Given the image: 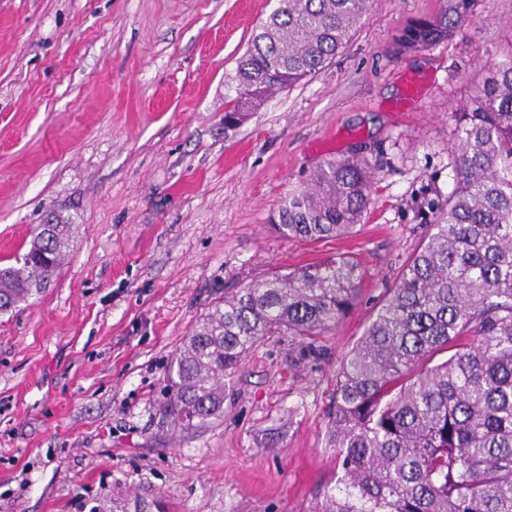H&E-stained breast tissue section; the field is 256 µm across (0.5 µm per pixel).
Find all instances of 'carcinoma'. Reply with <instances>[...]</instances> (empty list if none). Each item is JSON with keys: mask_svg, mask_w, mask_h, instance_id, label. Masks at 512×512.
Returning a JSON list of instances; mask_svg holds the SVG:
<instances>
[{"mask_svg": "<svg viewBox=\"0 0 512 512\" xmlns=\"http://www.w3.org/2000/svg\"><path fill=\"white\" fill-rule=\"evenodd\" d=\"M368 0H279L236 68V125L276 89L320 71L349 41ZM476 0H443L406 27L400 48L451 37ZM453 188L336 371L327 443L336 484L306 512H512V58L455 112ZM375 166L332 158L288 196L284 237H339L361 223ZM74 224H41L20 266L0 268V311L38 294ZM363 281L338 255L254 280L197 321L168 369L183 428L224 416L227 381L257 345L284 333L316 352L356 306Z\"/></svg>", "mask_w": 512, "mask_h": 512, "instance_id": "obj_1", "label": "carcinoma"}]
</instances>
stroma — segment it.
Wrapping results in <instances>:
<instances>
[{"mask_svg":"<svg viewBox=\"0 0 512 512\" xmlns=\"http://www.w3.org/2000/svg\"><path fill=\"white\" fill-rule=\"evenodd\" d=\"M278 0H0V267L37 225L77 232L41 293L0 313V512H304L333 477L341 360L452 188L454 112L512 58V0H477L449 40L398 52L439 0H370L313 76L225 127L237 62ZM377 165L351 234L271 218L333 157ZM363 272L312 358L274 336L224 416L183 429L167 373L226 292L336 255Z\"/></svg>","mask_w":512,"mask_h":512,"instance_id":"stroma-1","label":"stroma"}]
</instances>
